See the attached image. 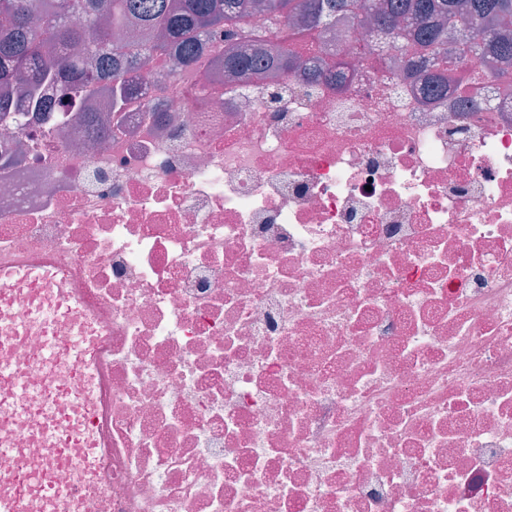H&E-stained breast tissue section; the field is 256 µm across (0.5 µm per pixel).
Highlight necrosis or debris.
Here are the masks:
<instances>
[{
	"label": "necrosis or debris",
	"mask_w": 512,
	"mask_h": 512,
	"mask_svg": "<svg viewBox=\"0 0 512 512\" xmlns=\"http://www.w3.org/2000/svg\"><path fill=\"white\" fill-rule=\"evenodd\" d=\"M349 62L287 73L136 69L105 124L0 122V254L60 271L0 303L53 306L78 261L112 376L100 471L70 365V461L29 413L0 428V491L22 470L79 481L68 512H512V95L428 94L352 22ZM34 330L10 351L41 401Z\"/></svg>",
	"instance_id": "1"
}]
</instances>
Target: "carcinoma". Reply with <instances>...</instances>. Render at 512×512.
Masks as SVG:
<instances>
[{"label": "carcinoma", "mask_w": 512, "mask_h": 512, "mask_svg": "<svg viewBox=\"0 0 512 512\" xmlns=\"http://www.w3.org/2000/svg\"><path fill=\"white\" fill-rule=\"evenodd\" d=\"M349 15L441 92L512 84V0H0V85L54 84L73 110L106 84L107 108L142 95L136 65L220 63L244 76L290 70L298 42ZM255 53L239 50L243 43ZM491 61L492 73L480 64Z\"/></svg>", "instance_id": "1"}]
</instances>
